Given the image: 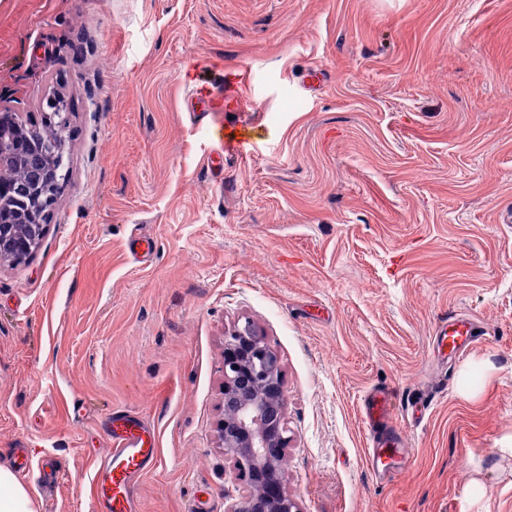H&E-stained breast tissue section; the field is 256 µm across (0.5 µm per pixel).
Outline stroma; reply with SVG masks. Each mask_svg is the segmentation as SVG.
<instances>
[{
    "instance_id": "obj_1",
    "label": "stroma",
    "mask_w": 512,
    "mask_h": 512,
    "mask_svg": "<svg viewBox=\"0 0 512 512\" xmlns=\"http://www.w3.org/2000/svg\"><path fill=\"white\" fill-rule=\"evenodd\" d=\"M234 77L233 119L265 136L210 169L190 90ZM54 90L69 180L0 267V464L31 460L39 512H97L119 410L157 435L141 512H224V331L246 319L280 362L300 512H512V0H0V94L38 124ZM451 313L483 330L453 360ZM373 388L407 447L388 479ZM366 419L370 429L378 433L387 427L391 419V398L385 391L367 396L364 402ZM403 446L402 441H398L396 443H392L390 445H386L385 447L381 448H372V452L369 451L367 456V467L369 470H371L375 475L379 476H388L391 475L394 471L392 467H389V463H386L387 461H383V457H385L386 460L393 461L396 456L400 455L404 448H401ZM379 464L383 465V467L380 469Z\"/></svg>"
}]
</instances>
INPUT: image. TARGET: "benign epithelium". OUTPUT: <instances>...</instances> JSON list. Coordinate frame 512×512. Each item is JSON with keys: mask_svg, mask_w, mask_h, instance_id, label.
Returning a JSON list of instances; mask_svg holds the SVG:
<instances>
[{"mask_svg": "<svg viewBox=\"0 0 512 512\" xmlns=\"http://www.w3.org/2000/svg\"><path fill=\"white\" fill-rule=\"evenodd\" d=\"M48 148V174L66 167L63 133L70 127V109L64 96L53 92L42 102ZM33 143L23 125L0 95V172L23 167L22 150ZM66 181H54L49 190L35 189L13 196L9 182L0 179V265L19 264L29 256L28 220L38 214L49 220L50 210ZM286 400L277 356L267 348L249 320L224 332V418L219 426L224 459L234 479L245 490L225 512H298L288 494L280 462L287 445L284 437Z\"/></svg>", "mask_w": 512, "mask_h": 512, "instance_id": "1", "label": "benign epithelium"}]
</instances>
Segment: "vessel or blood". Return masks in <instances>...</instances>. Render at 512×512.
<instances>
[{"mask_svg": "<svg viewBox=\"0 0 512 512\" xmlns=\"http://www.w3.org/2000/svg\"><path fill=\"white\" fill-rule=\"evenodd\" d=\"M195 104L204 111L220 112L223 99L213 97L208 84L196 83L192 89ZM211 138L223 148L229 158L246 159L256 144L257 127L250 122H216L209 128ZM478 325L475 320L451 316L440 323L437 334L449 355L468 349L475 339ZM365 414L372 431L387 427L391 419V398L379 391L367 396ZM110 450L101 458L93 478V493L99 512H138L136 482L155 463L154 438L145 424L135 415L116 416L107 434ZM400 443L373 449L367 456V466L380 476L393 472L389 460L400 455Z\"/></svg>", "mask_w": 512, "mask_h": 512, "instance_id": "obj_1", "label": "vessel or blood"}]
</instances>
